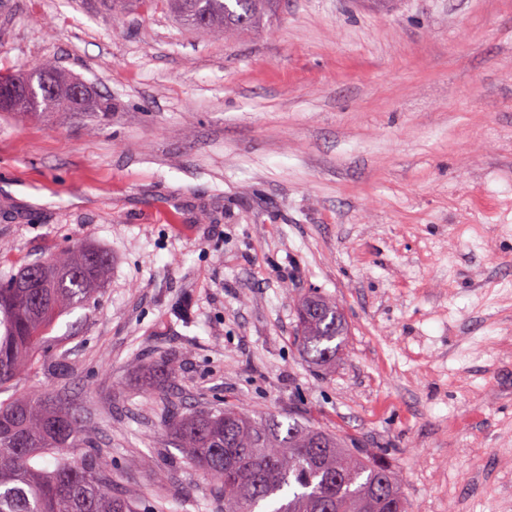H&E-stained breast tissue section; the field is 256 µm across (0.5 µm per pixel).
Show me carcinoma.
Segmentation results:
<instances>
[{"label":"carcinoma","instance_id":"obj_1","mask_svg":"<svg viewBox=\"0 0 512 512\" xmlns=\"http://www.w3.org/2000/svg\"><path fill=\"white\" fill-rule=\"evenodd\" d=\"M161 3L204 34L258 27L272 0H140ZM74 78L35 62L25 74L0 71L7 112H110L112 102L71 94ZM48 84L50 91L41 90ZM109 269L105 253L79 243L63 255L22 266L0 282V388L31 364L66 310L94 304ZM297 337L315 365L336 360L345 335L336 302L313 293L297 306ZM168 436L222 501L223 512H408L399 474L338 433L296 418L252 416L233 405L173 421ZM89 446L75 410L40 390L0 401V512H136L113 488L110 449Z\"/></svg>","mask_w":512,"mask_h":512}]
</instances>
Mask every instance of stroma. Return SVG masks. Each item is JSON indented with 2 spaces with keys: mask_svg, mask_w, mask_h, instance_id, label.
I'll use <instances>...</instances> for the list:
<instances>
[{
  "mask_svg": "<svg viewBox=\"0 0 512 512\" xmlns=\"http://www.w3.org/2000/svg\"><path fill=\"white\" fill-rule=\"evenodd\" d=\"M42 58L112 110L0 112V282L78 241L110 268L13 390L141 512H221L164 414L227 403L382 455L411 512H512V0H274L226 38L0 0V69ZM312 291L347 326L325 374ZM296 315L302 350L315 365L329 368L336 360V350L345 335L343 316L336 302L313 293L298 304Z\"/></svg>",
  "mask_w": 512,
  "mask_h": 512,
  "instance_id": "obj_1",
  "label": "stroma"
}]
</instances>
